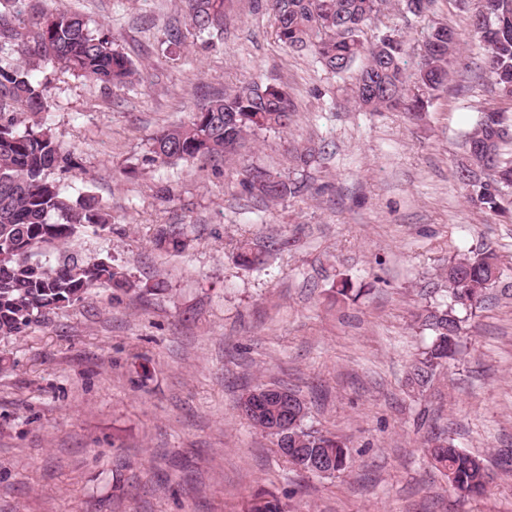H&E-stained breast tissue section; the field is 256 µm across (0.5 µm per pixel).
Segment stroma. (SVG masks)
<instances>
[{
	"mask_svg": "<svg viewBox=\"0 0 512 512\" xmlns=\"http://www.w3.org/2000/svg\"><path fill=\"white\" fill-rule=\"evenodd\" d=\"M479 0H427L415 15L390 0L365 44L394 35L415 73L438 24L458 60L425 112H369L352 100L356 70L335 74L274 34L266 0H227L224 33L189 35L187 0H27V14L81 13L135 65L104 87L48 61L35 77L38 122L75 157L52 177L112 216L81 229L82 255L111 257L135 282L106 287L0 338V512H242L260 488L288 512H512V217L480 210L457 179L465 137L500 105L472 17ZM187 31L170 43L171 27ZM247 80L287 92V130L247 137L220 161L151 162L152 136L188 122ZM315 155L310 167L298 152ZM302 178L306 189L261 200L243 167ZM180 228L176 252L161 226ZM267 262L238 265L241 242ZM493 252L501 277L488 304L463 313L460 354L421 388L410 381L432 341L424 310L448 303L449 257ZM347 283L354 296L333 291ZM306 402L308 428L345 438L332 477L302 475L273 437L235 408L257 384ZM444 436L484 457L494 482L463 497L432 465Z\"/></svg>",
	"mask_w": 512,
	"mask_h": 512,
	"instance_id": "35a3bbf8",
	"label": "stroma"
}]
</instances>
